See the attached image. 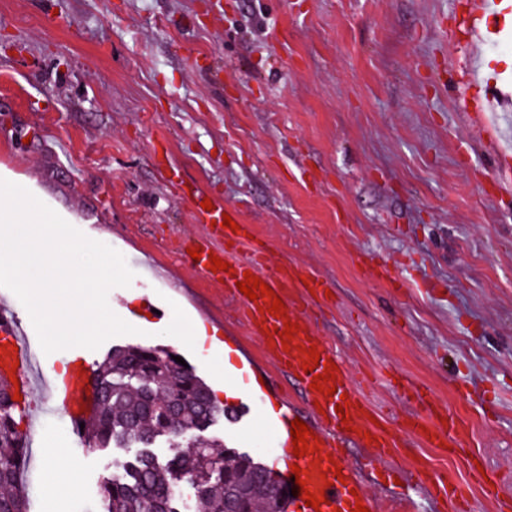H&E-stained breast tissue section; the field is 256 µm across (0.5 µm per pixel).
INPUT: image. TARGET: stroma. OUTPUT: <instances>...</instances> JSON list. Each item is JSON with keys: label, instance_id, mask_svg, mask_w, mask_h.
<instances>
[{"label": "stroma", "instance_id": "35a3bbf8", "mask_svg": "<svg viewBox=\"0 0 512 512\" xmlns=\"http://www.w3.org/2000/svg\"><path fill=\"white\" fill-rule=\"evenodd\" d=\"M472 0H0V173L87 237L111 242L135 276L108 293L113 312L164 294L147 335L209 385H244L225 366L212 314L234 308L185 267L187 202L155 163L166 153L188 183L235 205L274 258L331 287L318 330L353 374L393 370L428 386L466 418L468 443L512 477V14L473 26ZM497 83L488 106L481 83ZM417 257L404 288L359 258ZM178 304L205 340L164 335ZM466 377L474 392L455 391ZM249 408L210 429L227 447L275 468L273 433ZM31 512H103L100 487L136 455L85 446L62 407L27 402ZM73 487L54 492L48 456ZM471 484L438 448L416 461Z\"/></svg>", "mask_w": 512, "mask_h": 512}]
</instances>
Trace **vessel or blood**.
Returning <instances> with one entry per match:
<instances>
[{
  "mask_svg": "<svg viewBox=\"0 0 512 512\" xmlns=\"http://www.w3.org/2000/svg\"><path fill=\"white\" fill-rule=\"evenodd\" d=\"M203 193H196L190 199L196 221L201 225L200 234L182 238L177 254L181 264L189 266L195 275L210 286L219 288L225 301L236 306L250 335L255 336L264 349L263 360L250 364L249 369L260 384L256 395L259 399H271L276 407L270 416L275 431L277 466L273 471L276 480L294 494L289 498L290 512H352L356 504L371 506L369 497L355 499V490L362 484L355 469L343 468V481H335L326 486L327 477H333L335 463L340 460L345 444L366 449L370 458L383 460L397 455L410 444L436 448L447 445L454 456L463 459L468 472H475L476 464L469 457L466 443L469 425L467 421L437 402L429 388L391 374L387 383L408 400L421 407L419 413L403 418L394 413L377 410L360 390L353 378L349 365L338 351L320 335L317 329L315 307L325 303L327 282L310 270L285 260H273L267 246L252 242L250 225L232 230L222 227L224 217H237V209L224 201L223 197L211 195L213 208L205 210L201 206ZM248 245L245 256H237L241 245ZM200 249L199 258H191L190 250ZM218 257L228 262V271H212L210 259ZM252 274L270 286L273 294L279 295L285 305L282 317L270 315L268 296L249 300L238 289L245 274ZM272 294V295H273ZM296 324L290 341H282L281 330L286 323ZM0 335L4 336L9 347L8 353L0 352V374L14 375L20 384L23 395H30L35 388V379L30 371L31 355L23 338L15 315L8 307H0ZM317 349L320 360L314 366L313 374H306L303 363L310 349ZM335 364V390L320 393L312 388L314 374L323 373L326 365ZM283 373L296 381L304 394L307 405L306 415L298 411L277 387L274 375ZM89 374L80 366H73L70 374L61 380H52L46 390L51 403L64 407L73 425H80L86 418L85 408L96 403L93 392L88 391ZM348 400L347 414H339L335 407L341 400ZM302 418L320 441L317 453L297 457L293 454L291 439L292 423ZM305 473L307 489L295 491V470ZM416 485L433 501L442 503L448 512H459L457 503L464 494L460 484L452 477L431 471L427 465L414 468ZM325 494L326 502L320 507L308 506L307 494Z\"/></svg>",
  "mask_w": 512,
  "mask_h": 512,
  "instance_id": "1",
  "label": "vessel or blood"
}]
</instances>
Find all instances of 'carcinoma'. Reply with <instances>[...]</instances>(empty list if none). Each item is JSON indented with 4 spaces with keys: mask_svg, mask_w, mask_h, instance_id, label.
I'll use <instances>...</instances> for the list:
<instances>
[{
    "mask_svg": "<svg viewBox=\"0 0 512 512\" xmlns=\"http://www.w3.org/2000/svg\"><path fill=\"white\" fill-rule=\"evenodd\" d=\"M173 354L159 345L118 347L93 371L97 397L83 429L87 446L142 448L124 477L103 483L105 512H178L181 478L197 486L208 512H286L271 472L208 434L226 409ZM26 417V405L0 378V512H30L19 487L29 452ZM164 434L189 451L158 459L151 442Z\"/></svg>",
    "mask_w": 512,
    "mask_h": 512,
    "instance_id": "cac0c4a2",
    "label": "carcinoma"
}]
</instances>
